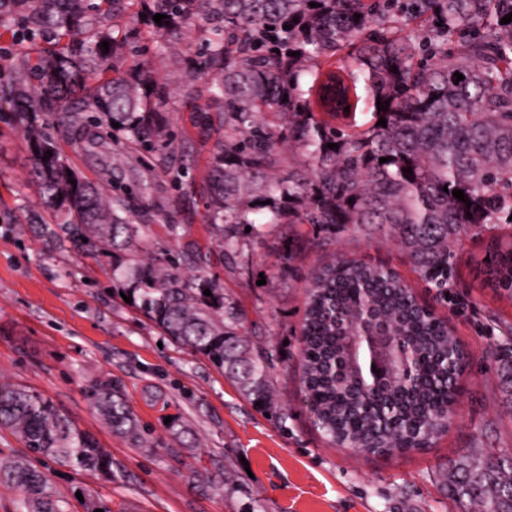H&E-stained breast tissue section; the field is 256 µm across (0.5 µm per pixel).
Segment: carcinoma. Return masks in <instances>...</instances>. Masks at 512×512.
<instances>
[{
    "instance_id": "cac0c4a2",
    "label": "carcinoma",
    "mask_w": 512,
    "mask_h": 512,
    "mask_svg": "<svg viewBox=\"0 0 512 512\" xmlns=\"http://www.w3.org/2000/svg\"><path fill=\"white\" fill-rule=\"evenodd\" d=\"M135 6L177 62L182 30L197 31L200 49L182 94L189 104L208 101L194 108L195 123L216 131L203 198L221 254L245 256L247 237L266 224H311L326 238L352 227L395 237L444 298L451 244L461 232L512 222V22L501 23L512 0H0V39L33 40L0 83V112L24 115L42 190V210L29 212L27 223L39 225L52 249L109 259L116 292L260 408L276 406L271 357L239 333L242 309L208 272L210 255L188 247L145 252L142 211L129 194L103 188L130 167V152L112 153V169L93 181L74 171L47 132L51 121L75 133L87 126L121 132L175 167L172 92L141 68H122V44L113 35L112 20ZM156 14L167 22L156 23ZM410 17L431 23L417 44L398 36ZM344 48L347 68L321 70ZM456 72L464 79L456 81ZM379 100L389 102L387 111L377 109ZM360 105L372 123L359 132L316 118L319 110L337 118ZM286 152L295 158L285 171ZM488 256L492 280L511 291L512 242L490 244ZM363 325L393 334L386 385L355 371L368 351L350 350L345 336ZM448 336V322L392 269L351 258L322 268L309 289L300 355L305 395L324 438L393 452L425 448L445 433L468 361ZM494 361L512 402V328ZM83 391L114 435L136 448L155 447L120 381L93 378ZM0 429L28 451L0 459V485L14 493L15 512H66L41 471L50 464L112 479L110 453L28 386L0 380ZM456 470L455 496L512 512V453L466 457Z\"/></svg>"
}]
</instances>
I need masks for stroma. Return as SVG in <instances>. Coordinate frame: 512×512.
I'll return each mask as SVG.
<instances>
[{
  "instance_id": "1",
  "label": "stroma",
  "mask_w": 512,
  "mask_h": 512,
  "mask_svg": "<svg viewBox=\"0 0 512 512\" xmlns=\"http://www.w3.org/2000/svg\"><path fill=\"white\" fill-rule=\"evenodd\" d=\"M186 61L172 64L149 28H142L127 66L143 65L180 93L187 61L197 51L186 29ZM174 142L186 182L202 188L213 141L195 128L188 110L171 113ZM71 165L89 179L112 162L114 145L83 149L54 130ZM151 181L160 191L148 202L155 211L143 242L147 251L170 247L163 211L175 212L181 246H206L208 223L202 196L182 201L170 176L156 164L119 173L129 193ZM0 376L34 388L74 423L92 433L112 455L114 476L60 466L48 469L67 512H86V502H107L112 512H486L452 498V464L476 451L512 453V402L491 358L503 331L512 327V291L487 285L480 263L491 240L512 239V227L484 224L462 233L453 258L448 298L420 279L397 241L347 230L324 239L309 224H276L252 238L247 268L214 263L213 274L245 313L241 332L257 349L276 357L269 382L277 411L251 404L236 383L210 362L162 334L112 291L108 261L74 252H50L38 225L40 210L31 155L16 117L0 116ZM292 251L282 267L284 251ZM395 270L418 300L447 319L465 347L469 365L461 378L456 413L447 432L429 447L404 453L363 454L330 445L305 402L299 336L312 276L338 256ZM112 376L122 383L141 423L160 446L148 452L112 434L83 395L88 379ZM183 427L189 451L173 458L165 443L169 426ZM224 474L221 484L212 483Z\"/></svg>"
}]
</instances>
